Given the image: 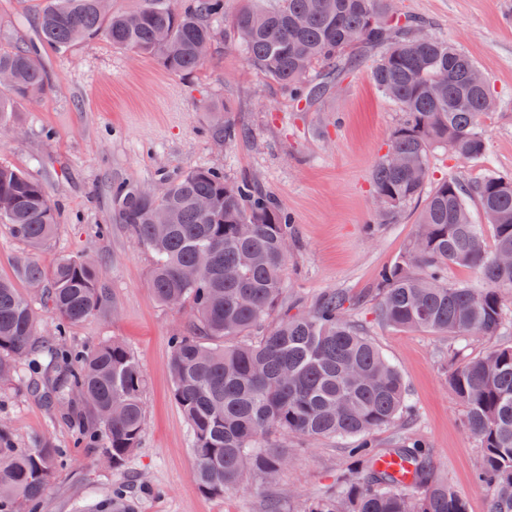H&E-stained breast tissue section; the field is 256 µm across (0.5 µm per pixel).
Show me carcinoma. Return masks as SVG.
Returning a JSON list of instances; mask_svg holds the SVG:
<instances>
[{
  "label": "carcinoma",
  "instance_id": "carcinoma-1",
  "mask_svg": "<svg viewBox=\"0 0 512 512\" xmlns=\"http://www.w3.org/2000/svg\"><path fill=\"white\" fill-rule=\"evenodd\" d=\"M224 19V0H140L114 12L109 0H42L39 42L0 45V128L14 123V105L41 93L45 73L40 47L65 49L103 37L116 49L157 58L176 75L194 74ZM418 22L394 15L387 0H266L242 9L231 44L275 82L296 105L311 106L329 85L351 73L366 48L377 89L404 112L389 152L372 173L376 199L397 210L424 198L417 234L382 271L378 315L399 329L446 334L462 341L495 336L503 326L505 291L512 266L496 260L512 253V177L489 173L478 181L450 177L431 190V151L476 160L487 152L484 100L490 85L472 86L465 74L476 62L454 43L419 37ZM211 137L242 139L231 111ZM210 208L202 211L198 201ZM477 206L485 224L474 222ZM112 221L124 224L153 257L149 287L156 299L186 310L191 322L169 338L173 399L192 430L198 487L222 496L246 473L271 488L289 461L288 451L268 448L275 432L310 439H359L353 452L366 477H347L339 492L308 512H469L467 501L433 476L422 445L403 441L394 455L414 467L410 485L374 465L368 437L402 418L406 388L399 370L348 319L342 293H329L306 315L282 313L292 219L277 199L251 180L230 181L224 171L198 168L167 181L151 195L126 180L112 182ZM0 223L36 250L52 237L57 208L46 187L0 164ZM488 226L493 246L484 241ZM477 271L481 286L448 280V268ZM27 290L0 279V389L23 382L32 391L52 381L50 397L63 403L75 445L100 452L115 469L139 447L145 431L146 379L138 358L119 341L72 346L69 329L110 309V291L97 266L62 258L48 268L20 262ZM55 315V336L38 334L29 296ZM255 341L247 337L256 330ZM448 386L464 407L469 430L483 452L480 481L489 512H512V345L463 359L448 372ZM65 451L47 438L20 448L0 427V512H39ZM95 512H135L125 489L103 497Z\"/></svg>",
  "mask_w": 512,
  "mask_h": 512
}]
</instances>
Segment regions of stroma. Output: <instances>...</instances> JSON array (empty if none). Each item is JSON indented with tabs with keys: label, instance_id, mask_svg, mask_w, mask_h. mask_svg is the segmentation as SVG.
I'll list each match as a JSON object with an SVG mask.
<instances>
[{
	"label": "stroma",
	"instance_id": "1",
	"mask_svg": "<svg viewBox=\"0 0 512 512\" xmlns=\"http://www.w3.org/2000/svg\"><path fill=\"white\" fill-rule=\"evenodd\" d=\"M37 3L0 0L1 43L37 40ZM398 6L420 21V34L447 38L470 55L499 102L486 120L485 158L432 152L430 183L455 175L477 180L491 172L512 177V0H398ZM40 62L48 87L17 104L15 127L0 131V163L46 186L59 206L58 224L36 253L0 224V278L23 286L18 260L28 254L46 266L70 257L101 267L111 311L72 328L68 341L118 340L138 356L147 378L145 434L118 470L75 447L72 428L43 397L21 384L0 393V423L11 427L21 445L47 437L69 454L41 512H93L116 485L125 487L137 512H266L273 491L281 496L280 512H307L336 490L343 474L362 471L350 454L354 440L274 435L271 443L292 458L274 490L251 475L221 497L198 488L192 433L173 399L168 365L169 338L188 315L154 298L148 286L151 254L124 225L113 223L110 187L127 179L159 189L164 176L200 167L223 169L232 181L258 182L290 213L295 242L285 272L289 313H308L324 294L346 293L354 303L351 320L401 372L411 414L371 435L374 454L408 437L421 440L436 477L467 500L469 512H488L489 496L477 481L482 451L448 388V368L512 345V303L499 335L467 342L400 330L378 317V273L398 259L420 207L392 212L374 197L373 169L402 114L376 89L368 56L303 112L243 51L222 41L186 77L112 48L101 37L61 51L43 47ZM217 104L230 108L246 130L235 145L215 143L208 134ZM103 224L111 225L110 234H99Z\"/></svg>",
	"mask_w": 512,
	"mask_h": 512
}]
</instances>
